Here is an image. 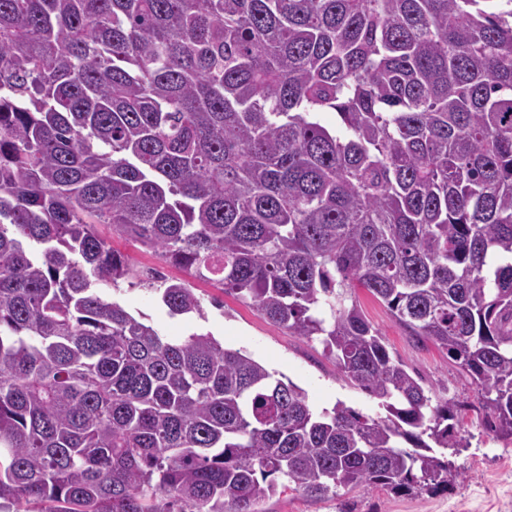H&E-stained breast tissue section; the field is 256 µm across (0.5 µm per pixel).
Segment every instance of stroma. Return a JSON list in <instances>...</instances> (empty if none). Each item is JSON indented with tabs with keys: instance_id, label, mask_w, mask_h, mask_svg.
Here are the masks:
<instances>
[{
	"instance_id": "1",
	"label": "stroma",
	"mask_w": 512,
	"mask_h": 512,
	"mask_svg": "<svg viewBox=\"0 0 512 512\" xmlns=\"http://www.w3.org/2000/svg\"><path fill=\"white\" fill-rule=\"evenodd\" d=\"M100 231L117 254L130 259L134 272L133 282H121L116 289L103 283L100 292L104 298L120 301L160 335L183 338L194 332L211 333L226 348L244 351L277 378L303 388L315 410L341 401L371 416L381 415L377 399L347 379L324 355L319 342L288 335L233 293L192 280L203 316L170 315L148 279H183L186 271L163 262L131 238L113 234L109 226H101ZM356 299L365 317L381 331L391 355L420 378L428 395L462 402L458 431L464 445L448 451L460 476L446 491L411 496L361 487L312 498L289 480L282 493L259 503V512H512V441L497 438L487 428L469 378L431 339L410 335L366 290L357 289Z\"/></svg>"
}]
</instances>
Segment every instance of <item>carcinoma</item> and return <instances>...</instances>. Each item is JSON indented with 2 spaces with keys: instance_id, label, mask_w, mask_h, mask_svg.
<instances>
[{
  "instance_id": "obj_1",
  "label": "carcinoma",
  "mask_w": 512,
  "mask_h": 512,
  "mask_svg": "<svg viewBox=\"0 0 512 512\" xmlns=\"http://www.w3.org/2000/svg\"><path fill=\"white\" fill-rule=\"evenodd\" d=\"M98 224L319 341L385 415L317 412L104 298L130 268ZM358 288L512 440V0H0V508L258 512L282 476L447 489L459 404ZM155 291L203 315L185 281Z\"/></svg>"
}]
</instances>
